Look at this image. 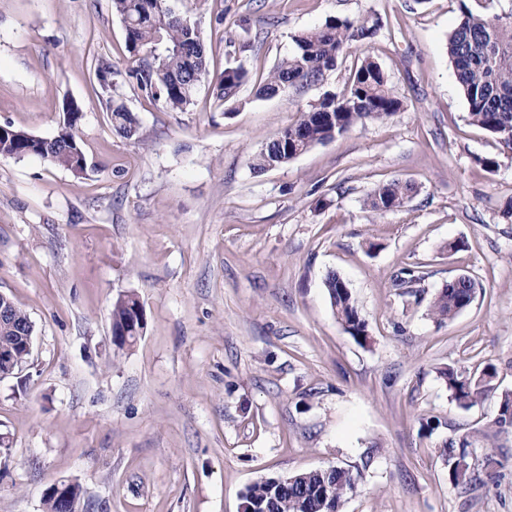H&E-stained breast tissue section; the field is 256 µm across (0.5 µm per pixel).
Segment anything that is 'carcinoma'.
Masks as SVG:
<instances>
[{
	"instance_id": "obj_1",
	"label": "carcinoma",
	"mask_w": 512,
	"mask_h": 512,
	"mask_svg": "<svg viewBox=\"0 0 512 512\" xmlns=\"http://www.w3.org/2000/svg\"><path fill=\"white\" fill-rule=\"evenodd\" d=\"M113 11L125 24L127 51L136 58L137 66L128 71V82L141 95L170 111H183L192 104L201 81L209 73V62L200 31L187 18L175 12L167 0H112ZM381 28L379 20L359 23L334 19L320 28L294 38L291 56L277 64L260 89L271 96L292 88L312 86L324 81L336 59L354 46L369 43ZM448 55L455 68L460 90L468 105V118L494 135L503 148L512 151V14L481 16L468 9L448 39ZM96 77L102 92L108 94V110L112 128L122 137L137 133L136 117L121 98L112 95V63L97 62ZM247 71L242 66L226 68L217 78L213 93L219 102L233 99L244 83ZM401 107L377 62L365 56L352 72L348 85L340 95L326 93L298 118L266 141L253 159V170L261 174L282 166L312 147L334 139L357 124L382 121L394 116ZM81 110L71 103V112L51 138L34 136L11 125L0 131V156L21 158L40 156L53 165L73 172L84 169L85 156L77 131ZM415 193L407 181L392 180L370 194L369 209L382 215L402 207ZM422 281L417 271L406 269L395 280V286L409 295L419 294ZM478 283L470 279L448 284L439 291L429 306L430 315L439 322L452 320L471 302ZM330 305L343 329L359 342L367 340L366 324L346 282L336 273L324 281ZM10 326H0V346L15 342L17 336L33 335L29 315L13 301L4 302ZM141 303L133 294H121L112 303V342L125 346L124 331L134 325ZM25 348H14L12 358L0 362V372L12 374L29 361ZM448 390L459 405L468 408L491 389L497 371L485 367L477 375H466L452 369L442 372ZM493 424L500 429L512 427V392L501 395ZM468 438L450 439L443 444L448 463V480L455 486L470 479ZM360 475L349 468L330 466L295 474L284 483L280 478L261 479L251 484L245 494L246 509L255 512H342L347 498L358 491ZM70 498L55 497L52 489L43 496V512H79L82 490L79 484L69 486Z\"/></svg>"
}]
</instances>
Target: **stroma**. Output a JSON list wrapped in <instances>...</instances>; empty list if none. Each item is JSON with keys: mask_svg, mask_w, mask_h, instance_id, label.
Here are the masks:
<instances>
[{"mask_svg": "<svg viewBox=\"0 0 512 512\" xmlns=\"http://www.w3.org/2000/svg\"><path fill=\"white\" fill-rule=\"evenodd\" d=\"M169 3L209 57L177 112L127 82L112 0H0V125L50 137L76 100L86 156L79 174L0 157V293L34 325L28 364L0 378V512H42L61 480L81 486L87 512H242L256 480L331 465L363 477L343 512H512V429L493 424L512 392V152L469 123L447 52L463 9L510 14L512 0ZM367 17L382 27L366 53L400 111L255 174L262 144L341 93L362 52L321 84L259 95L269 71L301 32ZM101 56L133 138L112 129ZM239 65L236 101L218 104L216 78ZM395 179L415 194L373 215L368 194ZM455 240L464 249L448 251ZM409 268L425 275L416 299L393 286ZM331 271L366 342L332 312ZM462 274L478 283L472 303L436 322L431 301ZM127 292L146 328L120 349L110 311ZM488 365L493 388L461 407L441 370ZM462 436L473 482L456 487L441 450ZM324 287L337 321L354 339L365 342L366 324L360 318L357 302L346 282L338 274L331 272L325 278Z\"/></svg>", "mask_w": 512, "mask_h": 512, "instance_id": "35a3bbf8", "label": "stroma"}]
</instances>
